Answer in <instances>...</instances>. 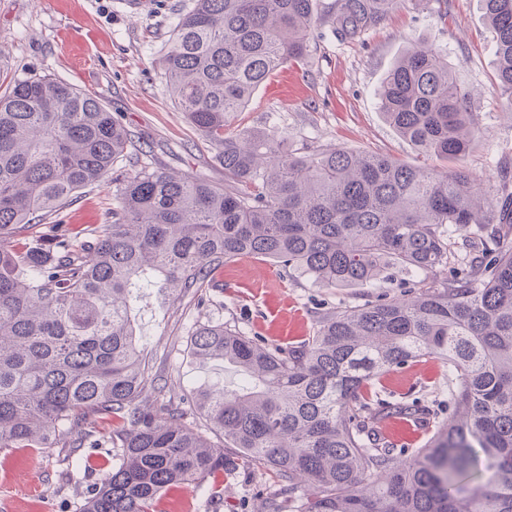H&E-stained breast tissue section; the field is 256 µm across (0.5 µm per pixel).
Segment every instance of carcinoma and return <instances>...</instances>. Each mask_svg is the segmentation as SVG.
Returning <instances> with one entry per match:
<instances>
[{"label": "carcinoma", "mask_w": 512, "mask_h": 512, "mask_svg": "<svg viewBox=\"0 0 512 512\" xmlns=\"http://www.w3.org/2000/svg\"><path fill=\"white\" fill-rule=\"evenodd\" d=\"M403 3L337 0L333 31L355 40ZM481 7L495 33L496 87L512 99V0ZM318 23L313 0H194L161 69L176 107L216 148L224 186L144 165L120 182L112 222L81 239L43 221L113 171L130 133L69 83L0 74V449L118 448L80 512H154L164 489L240 459L278 478L266 512H512V245L503 242L512 193L495 206L462 166L438 172L336 147L289 152L273 131L227 124L271 73L305 57ZM378 99L421 153L469 152V94L434 45L407 49ZM472 224L460 257L452 232ZM242 255L327 288L414 271L450 278L325 312L312 335L286 345L204 323L190 344L196 362L227 363L242 379L201 387L158 416L133 308L147 288L173 302L202 291ZM424 358L448 360L446 418L385 398L379 384ZM195 411L224 445L187 422ZM390 419L433 436L399 460L382 433Z\"/></svg>", "instance_id": "obj_1"}]
</instances>
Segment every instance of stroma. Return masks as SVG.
Returning a JSON list of instances; mask_svg holds the SVG:
<instances>
[{"instance_id":"stroma-1","label":"stroma","mask_w":512,"mask_h":512,"mask_svg":"<svg viewBox=\"0 0 512 512\" xmlns=\"http://www.w3.org/2000/svg\"><path fill=\"white\" fill-rule=\"evenodd\" d=\"M192 5L193 0H146L132 15L122 0H0V69L14 81L51 74L93 93L127 128L142 164L220 186L224 167L215 149L175 107L159 65L178 17ZM436 8L435 0L423 8L407 0L355 41L318 26L304 59L287 65L294 78L292 95L273 96L270 88L278 77L270 75L234 115L232 130L274 131L302 153L331 145L447 169L446 160L419 152L385 122L377 98L396 59L411 43L428 41L447 54L457 84L473 93L477 135L462 164L483 184L488 199L496 200L500 170L512 168V120L506 114L512 104L494 84V32L480 0H446L444 22ZM115 193L112 181L102 182L48 221L69 225L75 234L105 223ZM400 293L395 280L327 288L288 276L267 259L235 258L213 271L206 294L174 303L151 289L137 304L147 379L177 397L191 396L204 384L237 382L223 363L203 367L192 358L190 335L203 322L232 325L285 345L309 336L320 312ZM384 384L395 396L422 394L442 407L448 401V365L424 358L390 372ZM112 464L100 448L0 451V512H78ZM278 490L272 470L241 463L214 487L205 481L168 487L155 512H262Z\"/></svg>"}]
</instances>
